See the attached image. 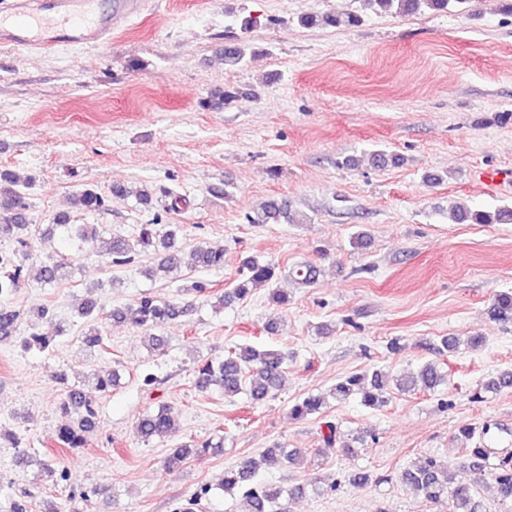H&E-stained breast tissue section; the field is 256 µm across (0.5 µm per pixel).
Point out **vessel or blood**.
<instances>
[{"label": "vessel or blood", "mask_w": 512, "mask_h": 512, "mask_svg": "<svg viewBox=\"0 0 512 512\" xmlns=\"http://www.w3.org/2000/svg\"><path fill=\"white\" fill-rule=\"evenodd\" d=\"M96 0H5L0 11V43L11 47L54 48L65 44L81 49L105 43L112 30L160 0H110L96 11Z\"/></svg>", "instance_id": "1"}]
</instances>
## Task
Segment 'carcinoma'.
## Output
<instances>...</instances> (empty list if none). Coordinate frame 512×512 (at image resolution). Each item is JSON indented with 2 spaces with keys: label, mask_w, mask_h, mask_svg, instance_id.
<instances>
[{
  "label": "carcinoma",
  "mask_w": 512,
  "mask_h": 512,
  "mask_svg": "<svg viewBox=\"0 0 512 512\" xmlns=\"http://www.w3.org/2000/svg\"><path fill=\"white\" fill-rule=\"evenodd\" d=\"M367 5H377L384 9H396L398 14L419 11L423 8L444 12L448 10L450 0H363ZM360 17L349 14L345 17L334 14H310L301 19L305 26L323 25L329 27L355 26ZM249 44L244 39H237L224 46V63L231 68H240L248 61ZM110 197L94 188H83L73 196L76 209L87 213H97L108 209ZM29 205L24 193L18 189L16 176L8 171H0V234L11 236L21 244H27L30 232L28 217ZM452 220L457 224H502L512 221V208L500 207L494 211H471L461 207L450 208ZM302 224L304 220L294 216L288 206L276 200L268 201L260 215L249 218L252 224ZM87 224H71L65 214H59L53 223L46 225L44 234L52 235L61 230L70 238L84 242L99 239L100 250L107 256L113 266H129L139 262L144 254L157 257L158 268L170 272L181 268V251L178 248L177 224L167 225L162 229L155 222L141 224L134 240L119 235L97 236V231H88ZM194 267L208 270L224 269V247L203 243L192 252ZM72 266L63 258L52 255L42 260L37 268V279L44 286L55 285L71 274ZM21 269L15 266L9 254L0 253V296L10 294L19 283ZM322 267L313 262H304L292 267L289 276L298 284L311 286L322 275ZM276 276V267L269 262H262L255 257L244 259L239 269L237 282L230 291L215 294L219 307H224L236 300H243L252 288L268 286ZM193 311V304L180 300L151 294L142 295L134 304L117 306L108 316L114 323H130L140 328L149 346L159 350L162 339L156 330L170 321L188 315ZM494 315L507 320L512 318V292L502 293L495 299ZM80 318L86 320V343L90 347L101 344L102 338L95 327L98 320L97 302L88 299L79 309ZM20 320V311L9 304H0V337L10 336L16 331ZM25 350L50 352L54 348V336L31 334L22 339ZM288 355L281 351L258 350L253 346L238 345L228 349L224 356L207 359L196 370L195 385L204 391L218 388L224 396L233 398L244 394L253 402H260L277 394L281 389L286 374ZM447 378L439 364L428 361L415 372H410L395 380V387L401 392L415 390H433ZM118 373H96L87 387L68 390L59 410L65 416L78 415L77 421L60 428L55 441L57 447L77 449L87 444V435L96 427V397L106 394L117 385ZM389 385L387 374L375 370L371 373H355L339 380L330 391L336 401H344L352 396L360 398L362 405L379 408L385 403V393ZM512 387V371H502L492 376L485 384L488 391H502ZM328 406L321 394L310 393L296 402L290 410L295 419H305L319 414ZM172 429V418L166 409L146 414L136 422L137 434L145 439L163 438ZM322 442L325 452L341 451L352 456L357 450L349 445L336 448L337 428L326 422L322 426ZM224 447V436L212 437L200 444H183L171 450L167 457V469H178L191 458L203 457ZM467 468L473 474L468 482L456 480L449 464L444 460L430 456L420 463L409 465L402 472V481L417 497L441 505L448 504V512H490L482 499L479 487L492 479L502 501H512V454L489 464L490 450L478 445L467 448ZM302 452L298 448H285L279 444L264 450L259 456H249L224 472V480L219 490L231 494L239 489H246L249 512H277L280 500L290 497H302L309 493L321 495L324 488L316 483L296 485L293 487H271L253 485L254 478L260 471L280 469L300 462Z\"/></svg>",
  "instance_id": "cac0c4a2"
}]
</instances>
